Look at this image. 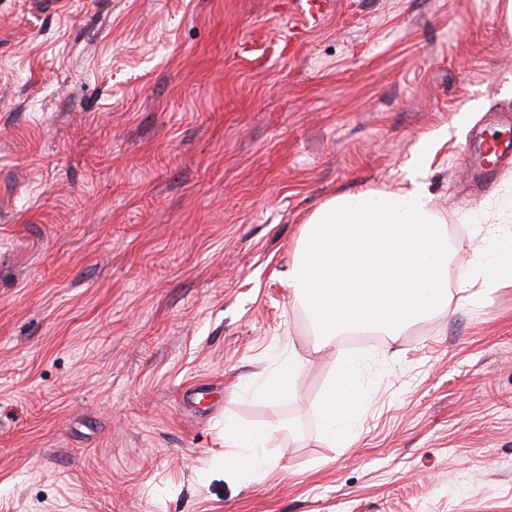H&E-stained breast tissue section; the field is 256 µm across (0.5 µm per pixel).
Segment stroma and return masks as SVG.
Instances as JSON below:
<instances>
[{
    "instance_id": "1",
    "label": "stroma",
    "mask_w": 512,
    "mask_h": 512,
    "mask_svg": "<svg viewBox=\"0 0 512 512\" xmlns=\"http://www.w3.org/2000/svg\"><path fill=\"white\" fill-rule=\"evenodd\" d=\"M502 117L499 0H0V512H512V283L321 351L284 285L309 215L421 147L456 289ZM345 353L350 445L318 416ZM228 416L268 433L246 477ZM511 152L510 141H508L503 148L502 142L496 135L483 138L475 148V153L477 155L479 165H482L483 162H486L497 168L500 167L504 159L508 158ZM299 370L295 359L288 357V360L281 361L274 378L265 387V393L268 395L291 393Z\"/></svg>"
}]
</instances>
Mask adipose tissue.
<instances>
[{"instance_id": "ef3b65f1", "label": "adipose tissue", "mask_w": 512, "mask_h": 512, "mask_svg": "<svg viewBox=\"0 0 512 512\" xmlns=\"http://www.w3.org/2000/svg\"><path fill=\"white\" fill-rule=\"evenodd\" d=\"M499 220L497 213L486 214V227L476 246L480 260L458 281L459 292H468L477 285L489 290L504 282H512V239L501 237ZM359 380L358 369L349 362L330 378L320 408V425L325 436L353 442L354 419L363 404ZM265 437L264 431H245L232 419L224 421V443L227 447L240 449L243 472L265 466L266 460L262 455Z\"/></svg>"}]
</instances>
